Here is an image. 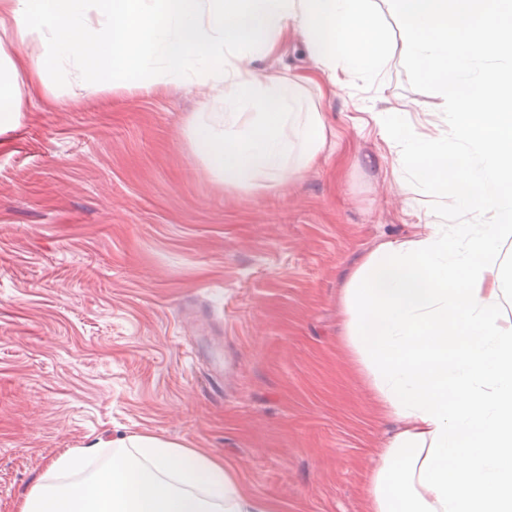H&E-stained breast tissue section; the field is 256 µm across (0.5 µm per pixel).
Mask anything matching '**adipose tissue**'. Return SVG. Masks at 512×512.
Returning <instances> with one entry per match:
<instances>
[{
  "mask_svg": "<svg viewBox=\"0 0 512 512\" xmlns=\"http://www.w3.org/2000/svg\"><path fill=\"white\" fill-rule=\"evenodd\" d=\"M0 0V128L21 110L18 79L64 68L87 93L206 87L218 121L191 141L225 187L276 186L327 147L300 77H257L248 61L301 32L314 63L375 76L389 60L374 0ZM416 79L449 101L438 136L377 115L394 167L455 195L471 222L425 225L379 244L343 290L344 335L387 413L402 424L371 471L368 512H512V319L501 312L512 268V0H387ZM41 52L30 57L31 39ZM18 512H275L222 459L156 435L97 437L69 448Z\"/></svg>",
  "mask_w": 512,
  "mask_h": 512,
  "instance_id": "adipose-tissue-1",
  "label": "adipose tissue"
}]
</instances>
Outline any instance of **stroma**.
I'll return each instance as SVG.
<instances>
[{
    "instance_id": "1",
    "label": "stroma",
    "mask_w": 512,
    "mask_h": 512,
    "mask_svg": "<svg viewBox=\"0 0 512 512\" xmlns=\"http://www.w3.org/2000/svg\"><path fill=\"white\" fill-rule=\"evenodd\" d=\"M392 53L335 80L299 31L254 60L303 77L334 147L276 188L225 189L190 141L198 85L88 95L64 74L0 132V512L65 449L152 434L223 459L280 512H366L399 428L343 338L342 289L380 243L465 216L392 169L377 112L447 114Z\"/></svg>"
}]
</instances>
